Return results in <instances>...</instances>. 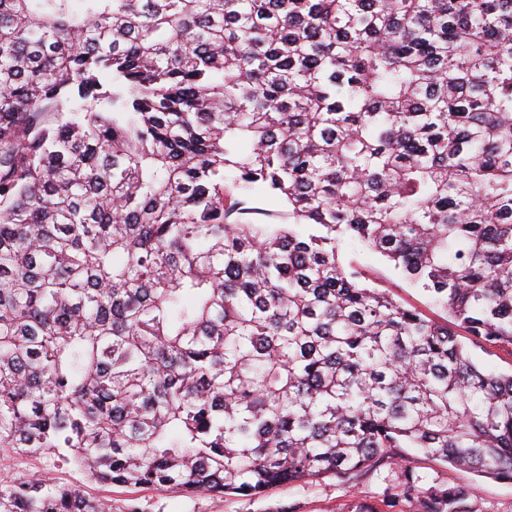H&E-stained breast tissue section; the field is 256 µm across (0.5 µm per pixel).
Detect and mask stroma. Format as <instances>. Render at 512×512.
Returning a JSON list of instances; mask_svg holds the SVG:
<instances>
[{"mask_svg": "<svg viewBox=\"0 0 512 512\" xmlns=\"http://www.w3.org/2000/svg\"><path fill=\"white\" fill-rule=\"evenodd\" d=\"M360 263L379 278L382 287L407 303L428 308L430 300L408 287L389 270L379 254L361 252ZM412 469L423 488L458 486L470 493L472 512H512V482L482 477L407 449L404 459L368 473L328 475L293 485L276 487L266 494L221 499L206 494L189 495L180 490L108 486L83 479L66 466L46 467L42 459L17 457L0 461V474H47L56 481L78 486L83 493L111 502L112 512H415V504L403 497L399 485L405 469Z\"/></svg>", "mask_w": 512, "mask_h": 512, "instance_id": "35a3bbf8", "label": "stroma"}]
</instances>
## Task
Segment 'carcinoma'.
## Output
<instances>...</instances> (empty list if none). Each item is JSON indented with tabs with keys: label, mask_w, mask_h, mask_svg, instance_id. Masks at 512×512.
<instances>
[{
	"label": "carcinoma",
	"mask_w": 512,
	"mask_h": 512,
	"mask_svg": "<svg viewBox=\"0 0 512 512\" xmlns=\"http://www.w3.org/2000/svg\"><path fill=\"white\" fill-rule=\"evenodd\" d=\"M461 332L512 345V0H0L1 459L216 497L406 448L512 480V373ZM0 512L112 503L15 474ZM248 206L258 207L262 209L263 212L268 214L250 215V217L259 218L276 223L288 222V219H286V215H284L285 208L278 200L274 198H265L259 200L249 199ZM358 259L369 273L379 278V284L382 288H387L395 296L400 297L407 303L420 307L427 312L429 311L428 307L430 308V312L438 311L427 296L416 288L408 287L401 278L389 270L379 254L364 251L360 253ZM461 340L469 348L473 358L484 368L495 372H510L512 370V348L499 346H474L468 336Z\"/></svg>",
	"instance_id": "obj_1"
}]
</instances>
